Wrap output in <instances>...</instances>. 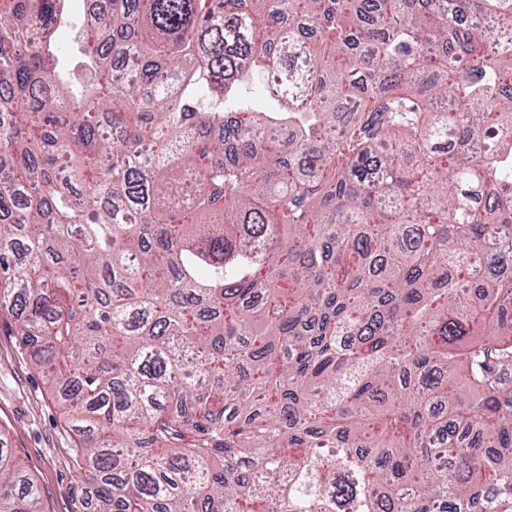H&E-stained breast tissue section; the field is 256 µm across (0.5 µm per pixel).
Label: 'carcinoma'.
<instances>
[{"label":"carcinoma","instance_id":"carcinoma-1","mask_svg":"<svg viewBox=\"0 0 512 512\" xmlns=\"http://www.w3.org/2000/svg\"><path fill=\"white\" fill-rule=\"evenodd\" d=\"M67 2L0 0V319L74 512H512V0H102L81 79Z\"/></svg>","mask_w":512,"mask_h":512}]
</instances>
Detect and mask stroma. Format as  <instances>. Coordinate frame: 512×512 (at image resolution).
Instances as JSON below:
<instances>
[{
	"instance_id": "stroma-1",
	"label": "stroma",
	"mask_w": 512,
	"mask_h": 512,
	"mask_svg": "<svg viewBox=\"0 0 512 512\" xmlns=\"http://www.w3.org/2000/svg\"><path fill=\"white\" fill-rule=\"evenodd\" d=\"M62 411L9 326L0 324V443L37 481L48 512H73L79 467Z\"/></svg>"
}]
</instances>
